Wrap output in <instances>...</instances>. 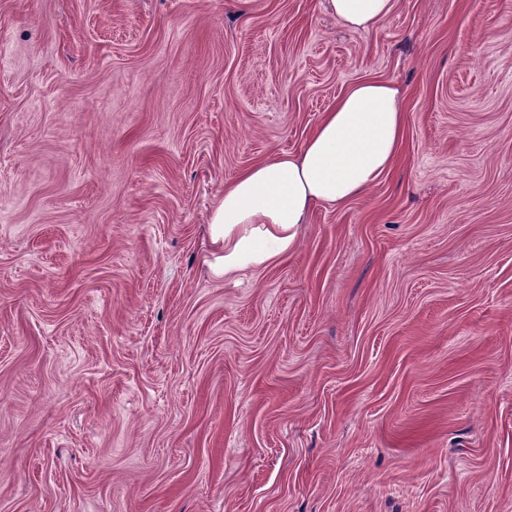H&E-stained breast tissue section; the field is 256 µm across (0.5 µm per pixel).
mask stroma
Here are the masks:
<instances>
[{
  "instance_id": "35a3bbf8",
  "label": "stroma",
  "mask_w": 512,
  "mask_h": 512,
  "mask_svg": "<svg viewBox=\"0 0 512 512\" xmlns=\"http://www.w3.org/2000/svg\"><path fill=\"white\" fill-rule=\"evenodd\" d=\"M366 76L397 164L225 278ZM0 512H512V0H0ZM397 0H327L329 13L352 32H367L394 12Z\"/></svg>"
}]
</instances>
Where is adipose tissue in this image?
Returning <instances> with one entry per match:
<instances>
[{
	"label": "adipose tissue",
	"instance_id": "adipose-tissue-1",
	"mask_svg": "<svg viewBox=\"0 0 512 512\" xmlns=\"http://www.w3.org/2000/svg\"><path fill=\"white\" fill-rule=\"evenodd\" d=\"M352 32H367L394 12L396 0H327ZM406 116L399 88L363 78L324 112L299 152L255 163L225 185L212 223L222 225L224 273L267 266L298 242L312 208L365 193L394 164Z\"/></svg>",
	"mask_w": 512,
	"mask_h": 512
}]
</instances>
